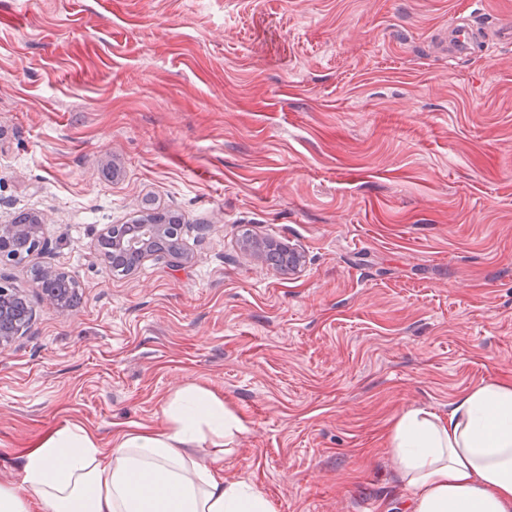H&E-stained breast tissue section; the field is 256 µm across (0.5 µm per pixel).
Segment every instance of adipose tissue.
<instances>
[{
  "mask_svg": "<svg viewBox=\"0 0 512 512\" xmlns=\"http://www.w3.org/2000/svg\"><path fill=\"white\" fill-rule=\"evenodd\" d=\"M159 428L132 425L109 448L77 423L17 456L20 479L0 484V512H272L224 456L246 419L217 393L189 384L170 395ZM386 445L408 512H512V381L481 383L447 417L399 414Z\"/></svg>",
  "mask_w": 512,
  "mask_h": 512,
  "instance_id": "adipose-tissue-1",
  "label": "adipose tissue"
}]
</instances>
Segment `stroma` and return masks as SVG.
I'll return each mask as SVG.
<instances>
[{
	"instance_id": "stroma-1",
	"label": "stroma",
	"mask_w": 512,
	"mask_h": 512,
	"mask_svg": "<svg viewBox=\"0 0 512 512\" xmlns=\"http://www.w3.org/2000/svg\"><path fill=\"white\" fill-rule=\"evenodd\" d=\"M512 0H0V224L45 214L0 280L36 315L0 350V448L76 422L102 447L210 389L248 428L224 476L274 512H405L385 446L512 378ZM182 217L183 259L110 273L109 224ZM305 257L282 274L246 236ZM57 267L80 306L41 304ZM475 32L468 25H458L451 29L447 51L450 55H467Z\"/></svg>"
}]
</instances>
